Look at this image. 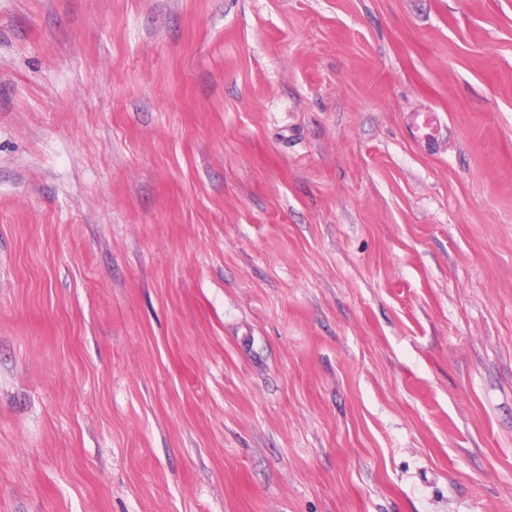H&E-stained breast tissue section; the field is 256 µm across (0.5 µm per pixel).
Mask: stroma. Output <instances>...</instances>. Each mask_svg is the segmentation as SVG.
Masks as SVG:
<instances>
[{"instance_id":"1","label":"stroma","mask_w":512,"mask_h":512,"mask_svg":"<svg viewBox=\"0 0 512 512\" xmlns=\"http://www.w3.org/2000/svg\"><path fill=\"white\" fill-rule=\"evenodd\" d=\"M0 512H512V0H0Z\"/></svg>"}]
</instances>
